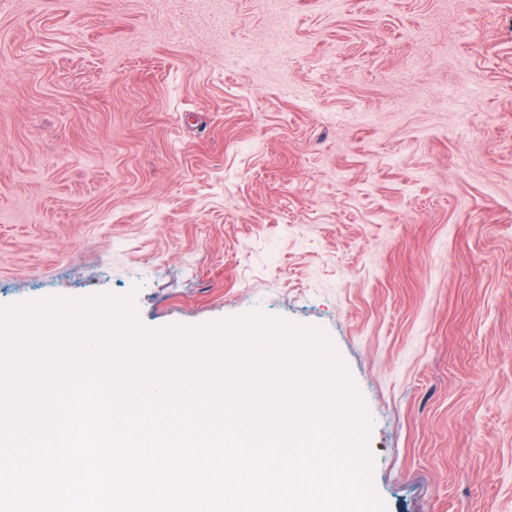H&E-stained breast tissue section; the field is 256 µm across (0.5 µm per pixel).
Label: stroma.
Listing matches in <instances>:
<instances>
[{
  "label": "stroma",
  "instance_id": "obj_1",
  "mask_svg": "<svg viewBox=\"0 0 512 512\" xmlns=\"http://www.w3.org/2000/svg\"><path fill=\"white\" fill-rule=\"evenodd\" d=\"M328 335L386 512H512V0H0V307Z\"/></svg>",
  "mask_w": 512,
  "mask_h": 512
}]
</instances>
